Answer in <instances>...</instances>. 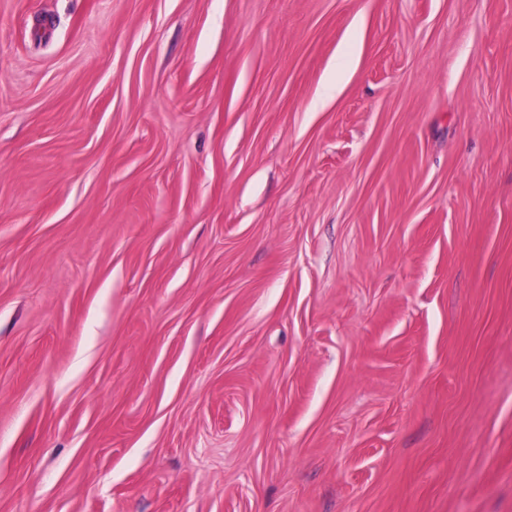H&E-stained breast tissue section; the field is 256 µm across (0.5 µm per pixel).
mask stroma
Instances as JSON below:
<instances>
[{
    "mask_svg": "<svg viewBox=\"0 0 512 512\" xmlns=\"http://www.w3.org/2000/svg\"><path fill=\"white\" fill-rule=\"evenodd\" d=\"M0 512H512V0H0Z\"/></svg>",
    "mask_w": 512,
    "mask_h": 512,
    "instance_id": "1",
    "label": "stroma"
}]
</instances>
